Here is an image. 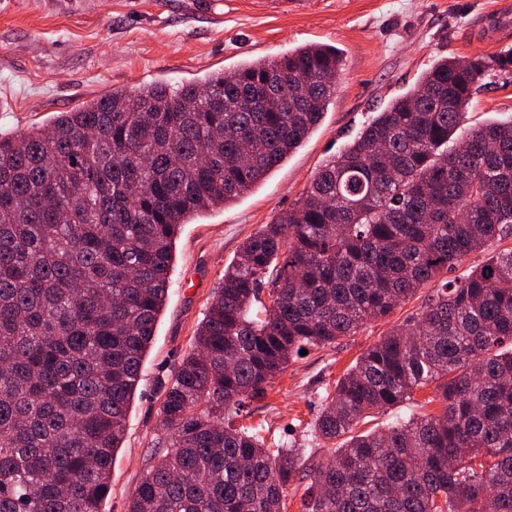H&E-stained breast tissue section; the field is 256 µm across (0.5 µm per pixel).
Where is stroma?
Wrapping results in <instances>:
<instances>
[{
    "mask_svg": "<svg viewBox=\"0 0 512 512\" xmlns=\"http://www.w3.org/2000/svg\"><path fill=\"white\" fill-rule=\"evenodd\" d=\"M499 0H309L274 12L267 0H0V133L48 125L58 113L111 91L176 87L245 61L309 43L341 50L336 93L320 125L288 160L234 202L196 215L175 242L168 297L129 409L103 512H125L163 434L161 385L190 350L225 267L242 242L293 208L313 174L377 112L405 94L442 57L467 60L512 49ZM471 122L512 119V74L485 76L467 107ZM421 297L356 335L294 359L264 399L235 425L267 443L300 449L309 463L329 452L310 426L346 370L391 327L417 313Z\"/></svg>",
    "mask_w": 512,
    "mask_h": 512,
    "instance_id": "1",
    "label": "stroma"
}]
</instances>
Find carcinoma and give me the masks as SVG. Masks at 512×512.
<instances>
[{
    "label": "carcinoma",
    "mask_w": 512,
    "mask_h": 512,
    "mask_svg": "<svg viewBox=\"0 0 512 512\" xmlns=\"http://www.w3.org/2000/svg\"><path fill=\"white\" fill-rule=\"evenodd\" d=\"M339 51L313 44L175 90L111 91L0 134V512H102L167 298L181 225L288 159L327 110ZM512 51L436 60L224 269L163 383L165 431L126 512H512V120L465 106ZM314 421L307 470L230 422L303 349L352 336L419 290ZM436 384L438 413L358 432ZM497 245L504 247L512 246V235L509 237V239L502 241L500 244L493 243V245L485 247V250L482 252L468 255L463 262L456 265L455 268L448 270V274H444L443 277L448 276V280H452L467 274L470 271V267L482 264L486 262L491 256H493L498 251L499 247Z\"/></svg>",
    "instance_id": "cac0c4a2"
}]
</instances>
